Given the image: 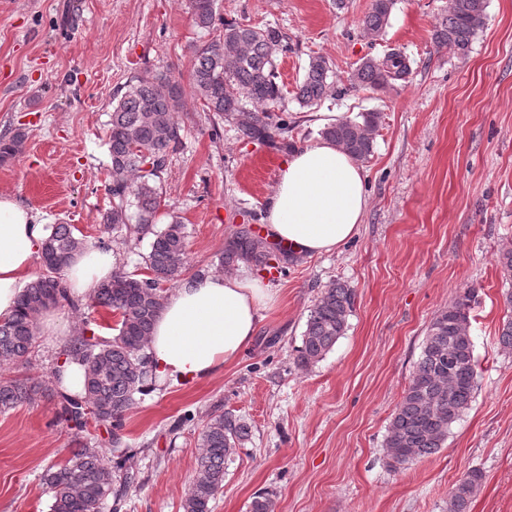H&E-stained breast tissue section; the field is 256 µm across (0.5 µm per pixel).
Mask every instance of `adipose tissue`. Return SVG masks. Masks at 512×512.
<instances>
[{
	"instance_id": "obj_1",
	"label": "adipose tissue",
	"mask_w": 512,
	"mask_h": 512,
	"mask_svg": "<svg viewBox=\"0 0 512 512\" xmlns=\"http://www.w3.org/2000/svg\"><path fill=\"white\" fill-rule=\"evenodd\" d=\"M363 167L331 142L295 150L282 165L263 222L268 239L309 257L331 254L356 236L369 200ZM47 230L15 196L0 193V320L17 309L22 281ZM111 249L83 250L65 271L73 297L86 299L112 277ZM277 297L258 277L209 274L182 282L154 322L147 353L158 381L196 383L234 362L253 341Z\"/></svg>"
}]
</instances>
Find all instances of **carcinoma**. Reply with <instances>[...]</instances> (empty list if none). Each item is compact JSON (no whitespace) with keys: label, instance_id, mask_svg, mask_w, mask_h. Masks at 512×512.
Instances as JSON below:
<instances>
[{"label":"carcinoma","instance_id":"cac0c4a2","mask_svg":"<svg viewBox=\"0 0 512 512\" xmlns=\"http://www.w3.org/2000/svg\"><path fill=\"white\" fill-rule=\"evenodd\" d=\"M218 0H189L193 24L209 39L190 46L188 76L172 72H149L135 77L113 95L108 128L110 165L106 190L112 198L103 223L125 236L126 244L152 236L144 257L147 275L139 277L121 268L89 297V306L104 307L118 317L116 334L110 339L75 332L60 355L74 359L84 369L81 394H64L54 380L31 386L19 378H0V412L10 410L37 396L56 397L60 416L83 429L88 419L110 426L112 446L120 451L125 415L137 396L150 391L156 374L149 365L148 340L153 323L165 305L169 290L177 287L186 272V235L177 216L163 228L154 218L164 202L161 179L170 158L182 146L181 127L175 114L184 110L185 98L200 102L202 110L235 127L247 141L290 146L295 122L285 112H276L283 99L278 58L291 50L288 35L280 28L254 26L224 20ZM397 0H371L361 20L365 34L381 38ZM486 0H448V9L431 34L433 45L468 54L474 37L483 28ZM410 58L391 49L381 58L364 59L347 77L349 87L385 88L411 74ZM336 93L331 67L325 57H309L295 99L313 111ZM381 113L362 112L320 130L322 139L336 144L357 162L373 153V134ZM25 135L15 131L0 136V164L18 154ZM135 212H130V209ZM91 245L75 234L71 224H53L42 252L50 262L45 272L28 282L18 299L16 313L0 322V366L25 360L35 342L37 316L62 303L75 305L65 286L63 272L74 255ZM295 257L258 237L251 225L238 224L224 242L218 266L240 264L260 270L288 268ZM503 280L512 284V247L496 256ZM478 292L459 290L453 301L431 318L422 341L421 353L407 387L395 405L386 428L384 459L398 470L436 454L445 447L453 426L470 409L478 388L479 362L471 334V311ZM355 291L340 283L322 289L309 310L301 346L294 362L303 369L315 366L333 348L348 328ZM92 409L87 417L85 409ZM250 426L229 413L214 415L203 426L194 478L182 502L183 512H211V502L224 485L225 465L244 445ZM104 458L87 442L62 464L50 468L44 481L51 493L50 512H105L108 501L126 485L130 476L118 479L119 460ZM484 473L479 468L464 472L448 494V512H468L469 503L480 491ZM250 512H275L268 493H259Z\"/></svg>","mask_w":512,"mask_h":512}]
</instances>
